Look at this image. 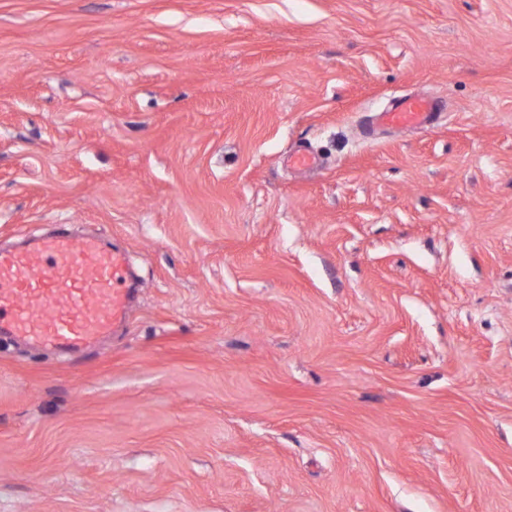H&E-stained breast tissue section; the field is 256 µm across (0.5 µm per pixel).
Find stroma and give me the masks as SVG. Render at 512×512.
Returning <instances> with one entry per match:
<instances>
[{"instance_id": "stroma-1", "label": "stroma", "mask_w": 512, "mask_h": 512, "mask_svg": "<svg viewBox=\"0 0 512 512\" xmlns=\"http://www.w3.org/2000/svg\"><path fill=\"white\" fill-rule=\"evenodd\" d=\"M60 230L136 290L0 335V512H512V0H0V250ZM440 117L436 99L424 96H393L375 115V123L389 129L428 128Z\"/></svg>"}]
</instances>
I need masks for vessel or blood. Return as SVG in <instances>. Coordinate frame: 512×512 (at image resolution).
<instances>
[{
  "label": "vessel or blood",
  "instance_id": "b4317fda",
  "mask_svg": "<svg viewBox=\"0 0 512 512\" xmlns=\"http://www.w3.org/2000/svg\"><path fill=\"white\" fill-rule=\"evenodd\" d=\"M440 117L437 100L394 96L376 125L427 128ZM129 260L95 237L59 233L23 251H0V333L61 351L109 335L128 313Z\"/></svg>",
  "mask_w": 512,
  "mask_h": 512
}]
</instances>
